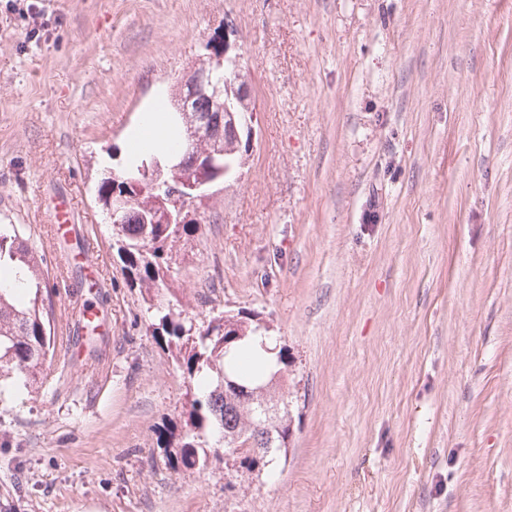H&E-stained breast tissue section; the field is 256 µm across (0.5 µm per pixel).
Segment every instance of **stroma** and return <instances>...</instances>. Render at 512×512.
<instances>
[{"instance_id": "obj_1", "label": "stroma", "mask_w": 512, "mask_h": 512, "mask_svg": "<svg viewBox=\"0 0 512 512\" xmlns=\"http://www.w3.org/2000/svg\"><path fill=\"white\" fill-rule=\"evenodd\" d=\"M0 0V224L53 286L41 383L0 382V512H512V0ZM232 23L259 112L217 221L177 245L197 321L288 351V448L172 470L188 378L151 334L95 184ZM98 289L58 262L57 197ZM89 345H70L82 307ZM12 2V6L18 11L20 15L28 20L30 25V34L37 36L40 31H46L45 34H49V27L51 26L50 19L47 18L43 11V7L40 6L38 0H8Z\"/></svg>"}]
</instances>
